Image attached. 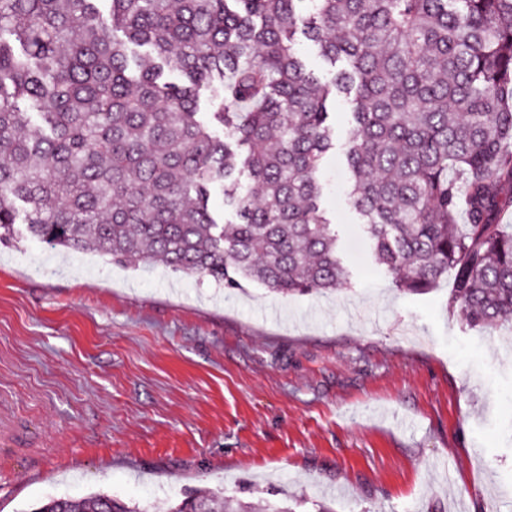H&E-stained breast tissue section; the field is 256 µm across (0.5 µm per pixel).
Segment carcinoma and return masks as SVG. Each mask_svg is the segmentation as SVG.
I'll return each instance as SVG.
<instances>
[{"label": "carcinoma", "instance_id": "cac0c4a2", "mask_svg": "<svg viewBox=\"0 0 512 512\" xmlns=\"http://www.w3.org/2000/svg\"><path fill=\"white\" fill-rule=\"evenodd\" d=\"M0 0V244L224 289L349 283L316 173L346 97L349 199L404 292L512 323V0ZM317 44L330 83L295 46ZM224 130L213 135L200 113ZM40 122H33V116ZM247 171L256 191L243 190ZM219 189L236 214L208 207ZM106 493L35 512H151ZM203 490L169 512H257Z\"/></svg>", "mask_w": 512, "mask_h": 512}]
</instances>
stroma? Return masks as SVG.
Wrapping results in <instances>:
<instances>
[{
	"label": "stroma",
	"mask_w": 512,
	"mask_h": 512,
	"mask_svg": "<svg viewBox=\"0 0 512 512\" xmlns=\"http://www.w3.org/2000/svg\"><path fill=\"white\" fill-rule=\"evenodd\" d=\"M333 126L317 177L351 271L336 295L0 245V512L99 491L163 510L198 489L512 512V330L450 313L452 279L396 288L349 204L345 99Z\"/></svg>",
	"instance_id": "obj_1"
}]
</instances>
